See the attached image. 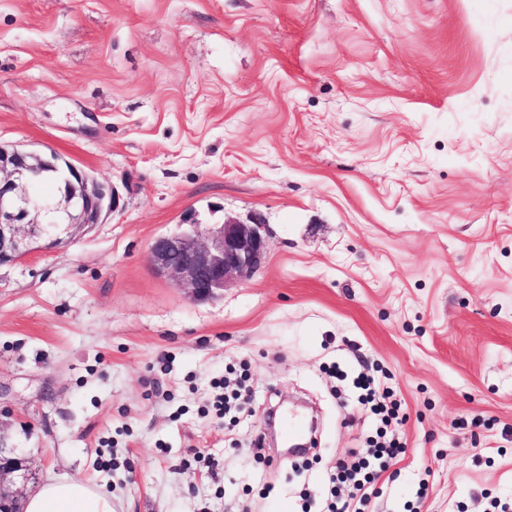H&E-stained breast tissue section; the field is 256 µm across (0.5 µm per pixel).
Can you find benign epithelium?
<instances>
[{"label":"benign epithelium","instance_id":"obj_1","mask_svg":"<svg viewBox=\"0 0 512 512\" xmlns=\"http://www.w3.org/2000/svg\"><path fill=\"white\" fill-rule=\"evenodd\" d=\"M59 183L55 197L34 187L45 179ZM120 206L114 188L79 165L58 156L0 145V264L17 260L40 238L97 224ZM266 225L226 218L202 224L189 214L180 230L153 239L147 248L155 272L183 288L192 302L214 299L229 285L252 277L268 250ZM18 462L0 448V512H20L18 496L4 480Z\"/></svg>","mask_w":512,"mask_h":512}]
</instances>
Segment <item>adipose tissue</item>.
<instances>
[{
	"instance_id": "1",
	"label": "adipose tissue",
	"mask_w": 512,
	"mask_h": 512,
	"mask_svg": "<svg viewBox=\"0 0 512 512\" xmlns=\"http://www.w3.org/2000/svg\"><path fill=\"white\" fill-rule=\"evenodd\" d=\"M24 512H112V497L89 482L50 478L23 501Z\"/></svg>"
}]
</instances>
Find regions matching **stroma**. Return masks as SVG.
Instances as JSON below:
<instances>
[{"label":"stroma","instance_id":"35a3bbf8","mask_svg":"<svg viewBox=\"0 0 512 512\" xmlns=\"http://www.w3.org/2000/svg\"><path fill=\"white\" fill-rule=\"evenodd\" d=\"M0 143L123 203L0 266L11 490L299 512L376 434L366 365L407 415L370 512L423 480L420 512L512 503V0H0ZM189 211L268 231L211 301L147 257ZM232 370L254 397L228 429L211 401ZM298 402L317 418L300 474L254 445Z\"/></svg>","mask_w":512,"mask_h":512}]
</instances>
